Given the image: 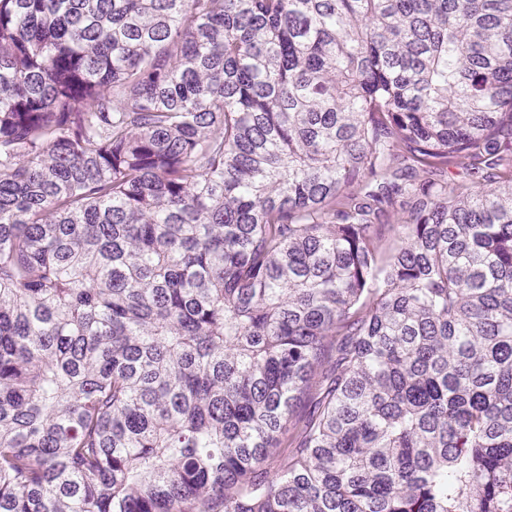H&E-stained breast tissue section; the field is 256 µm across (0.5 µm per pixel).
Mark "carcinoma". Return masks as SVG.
<instances>
[{
    "instance_id": "1",
    "label": "carcinoma",
    "mask_w": 512,
    "mask_h": 512,
    "mask_svg": "<svg viewBox=\"0 0 512 512\" xmlns=\"http://www.w3.org/2000/svg\"><path fill=\"white\" fill-rule=\"evenodd\" d=\"M0 512H512V0H0Z\"/></svg>"
}]
</instances>
